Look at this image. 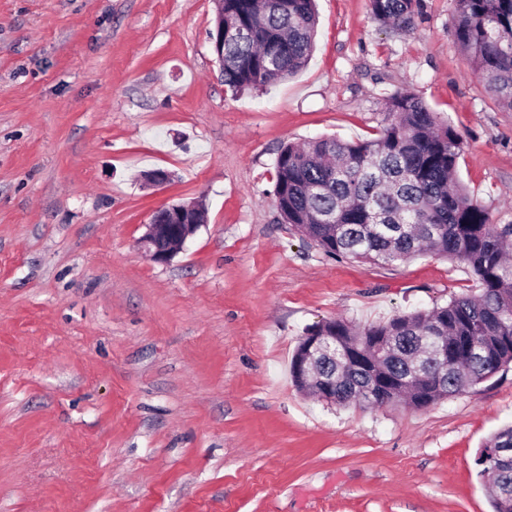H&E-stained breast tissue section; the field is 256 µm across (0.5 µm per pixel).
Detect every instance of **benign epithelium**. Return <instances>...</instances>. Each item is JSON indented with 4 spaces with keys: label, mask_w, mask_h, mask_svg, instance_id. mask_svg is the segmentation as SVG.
I'll use <instances>...</instances> for the list:
<instances>
[{
    "label": "benign epithelium",
    "mask_w": 512,
    "mask_h": 512,
    "mask_svg": "<svg viewBox=\"0 0 512 512\" xmlns=\"http://www.w3.org/2000/svg\"><path fill=\"white\" fill-rule=\"evenodd\" d=\"M202 226L195 203H175L158 208L139 240L141 251L155 263L167 264L182 249L188 238Z\"/></svg>",
    "instance_id": "obj_1"
}]
</instances>
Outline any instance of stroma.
I'll list each match as a JSON object with an SVG mask.
<instances>
[{"label":"stroma","instance_id":"35a3bbf8","mask_svg":"<svg viewBox=\"0 0 512 512\" xmlns=\"http://www.w3.org/2000/svg\"><path fill=\"white\" fill-rule=\"evenodd\" d=\"M317 10L307 66L235 96L214 0H0V512H492L475 459L512 424V367L423 409L331 405L288 372L308 327L478 281L431 255L328 257L273 190L282 145L375 138L405 89L512 224V112L457 43L454 0H422L402 34L368 0ZM178 201L205 222L154 263L138 241Z\"/></svg>","mask_w":512,"mask_h":512}]
</instances>
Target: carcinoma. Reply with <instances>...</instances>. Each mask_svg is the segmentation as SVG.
Wrapping results in <instances>:
<instances>
[{
    "label": "carcinoma",
    "mask_w": 512,
    "mask_h": 512,
    "mask_svg": "<svg viewBox=\"0 0 512 512\" xmlns=\"http://www.w3.org/2000/svg\"><path fill=\"white\" fill-rule=\"evenodd\" d=\"M213 42L224 40V85L234 93L263 89L297 74L311 55L315 0H215ZM372 18L394 33L415 27L422 0H368ZM454 35L487 89L512 111V0H456ZM390 122L376 138L322 137L281 147L275 203L284 223L327 256L390 265L431 254L466 264L476 295L430 310L357 325L343 317L308 329L336 337L314 355L315 378L293 385L319 399L336 381V404L380 408L401 401L434 405L493 378L512 364V225L457 178L461 141L454 128L408 90L384 97ZM448 341V367L432 356ZM499 453L477 460L494 512H512V425L485 442Z\"/></svg>",
    "instance_id": "carcinoma-1"
}]
</instances>
